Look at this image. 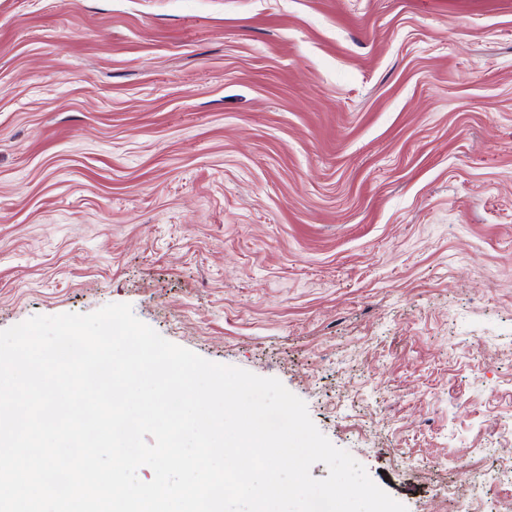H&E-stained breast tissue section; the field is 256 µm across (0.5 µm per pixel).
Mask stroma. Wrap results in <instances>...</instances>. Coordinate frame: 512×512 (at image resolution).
Returning a JSON list of instances; mask_svg holds the SVG:
<instances>
[{"mask_svg": "<svg viewBox=\"0 0 512 512\" xmlns=\"http://www.w3.org/2000/svg\"><path fill=\"white\" fill-rule=\"evenodd\" d=\"M111 303L512 512V0H0V329Z\"/></svg>", "mask_w": 512, "mask_h": 512, "instance_id": "1", "label": "stroma"}]
</instances>
